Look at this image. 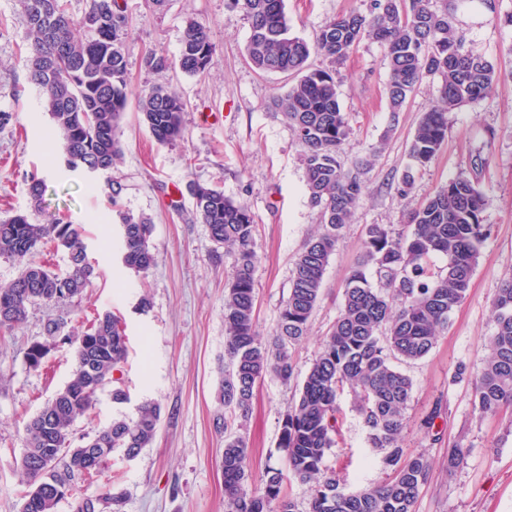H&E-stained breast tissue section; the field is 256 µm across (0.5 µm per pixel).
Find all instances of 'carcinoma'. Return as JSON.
<instances>
[{
    "mask_svg": "<svg viewBox=\"0 0 512 512\" xmlns=\"http://www.w3.org/2000/svg\"><path fill=\"white\" fill-rule=\"evenodd\" d=\"M246 13L250 35L246 58L261 72L297 78L275 105L303 148L306 186L318 209L319 230L303 244L295 261L288 299L275 335L262 339L255 326L254 271L256 222L248 206L213 184L191 181L193 219L208 227L216 247L234 257L224 294V376L217 391L224 403V501L227 512H296L284 485L296 480L310 488L309 512H414L430 464L401 445L412 378L396 367L424 359L448 325L451 310L465 297L477 265L479 246L490 234L483 223L486 197L479 181L462 172L411 210L407 229L366 224L363 252L346 278L343 308L324 337L299 388L282 415L278 448L285 466L267 471L258 492L245 488L248 444L238 433L252 406L256 384L267 376L288 383L294 374L290 348L306 335L321 295L326 268L341 233L363 194L357 177L346 173L341 154L352 128L337 93L336 67L365 39L385 49L389 71L386 96L391 112L401 111L425 75L441 78L439 104L422 114L400 179L401 194L414 184V172L428 166L448 135V113L481 100L497 80L495 65L459 34L448 8L437 0H372L368 11L343 13L319 29L313 43L290 32L285 0H234ZM29 43V80L42 93L44 109L60 136L61 156L71 171L112 170L120 153L118 130L130 94L126 40L130 20L125 0H87L84 13L71 15L67 0H24ZM215 45L207 26L186 22L177 59L161 49L144 57L156 73L179 68L207 72ZM320 63L310 62L311 56ZM136 103L142 124L160 145L184 136L185 103L163 86L141 87ZM39 207L44 181L25 180ZM107 196L124 230L123 265L145 273L155 263L149 218L122 209V184L109 179ZM64 251L66 272L56 273L38 259L47 245ZM445 264L436 267L430 257ZM0 257L21 265L18 276L0 284V332L24 323L36 304L80 297L90 287L89 262L78 225L66 217L34 224L24 212L0 219ZM377 283H372L368 270ZM495 332L474 382L473 407L481 415L512 411V278L503 280L494 300ZM62 323L45 325L48 340L32 343L27 365L38 369L51 350L69 345L74 359L69 380L26 423V445L19 469L28 486L21 512H57L64 499L75 512H123L126 491L109 481L97 496L75 482L100 476L115 453L132 460L153 441L162 407L139 406L133 419L118 417L91 437L75 440L74 426L110 388L112 402L129 400L114 373L129 354L128 340L111 312L97 314L87 332L64 335ZM357 399L358 416L374 448L383 450L390 472L380 485L348 491L324 458L339 445L342 417L337 403L344 391Z\"/></svg>",
    "mask_w": 512,
    "mask_h": 512,
    "instance_id": "cac0c4a2",
    "label": "carcinoma"
}]
</instances>
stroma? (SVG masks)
I'll list each match as a JSON object with an SVG mask.
<instances>
[{
    "label": "stroma",
    "mask_w": 512,
    "mask_h": 512,
    "mask_svg": "<svg viewBox=\"0 0 512 512\" xmlns=\"http://www.w3.org/2000/svg\"><path fill=\"white\" fill-rule=\"evenodd\" d=\"M127 41L132 89L161 85L186 103L182 140L157 144L127 107L119 128L122 155L112 170L123 186V208L153 223L155 264L147 274L126 269L116 248L117 218L103 181H89L68 170L57 155V136L20 56L28 43L20 0H0V110L13 123L0 130V218L29 213L33 223L66 216L85 229V243L97 275L79 299L30 309L24 324L0 338V512H20L25 484L16 468L26 441L25 425L68 381L72 348L52 351L42 368L25 362L27 347L45 340L48 320L61 319L67 332L82 333L97 313L110 310L121 319L129 355L120 376L127 403L114 404L100 392L88 415L75 424L76 435L95 434L118 415L132 419L146 400L162 406L153 442L131 461L113 456L106 470L127 493L124 512H225L221 470L224 407L216 389L224 366V288L234 258L212 242L206 225L191 221L190 196L181 209L169 205V191L199 181L223 188L227 197L247 204L257 222L259 262L254 272L256 329L274 334L288 298L294 261L304 241L317 230L319 216L309 202L300 161L301 146L273 101L292 77L262 73L245 58L249 22L229 0H167L164 9L146 0H126ZM370 0H285L293 35L314 41L334 17L366 10ZM455 24L469 45L495 65L492 94L448 116V137L434 161L415 176L408 196L399 183L422 112L438 103L440 80L424 77L401 112H390L385 96L388 69L380 44L362 41L336 81L340 105L353 136L342 160L365 187L351 224L342 232L322 283V293L306 336L291 351L298 375H305L335 322L344 281L362 250L367 224L399 226L407 213L459 172L476 173L491 228L480 246L478 264L465 299L449 314L431 353L404 365L413 380L402 446L431 464L415 512H512V419L479 416L472 407L473 380L482 367L487 341L495 331L493 301L502 280L512 276V0H448ZM206 25L215 45L208 71L190 76L172 69H145L148 50L178 57L187 19ZM38 172L45 183L44 203L31 209L24 177ZM148 295V311L138 307ZM461 381H454L458 368ZM294 385L267 379L258 383L243 434L250 449L247 483L264 486L268 467L283 466L277 449L281 414ZM339 405L344 415L342 441L324 463L347 488L360 491L388 476L383 453L370 446L351 394ZM438 443L425 437L422 423L433 408ZM462 443L464 457L448 466V450Z\"/></svg>",
    "instance_id": "stroma-1"
}]
</instances>
